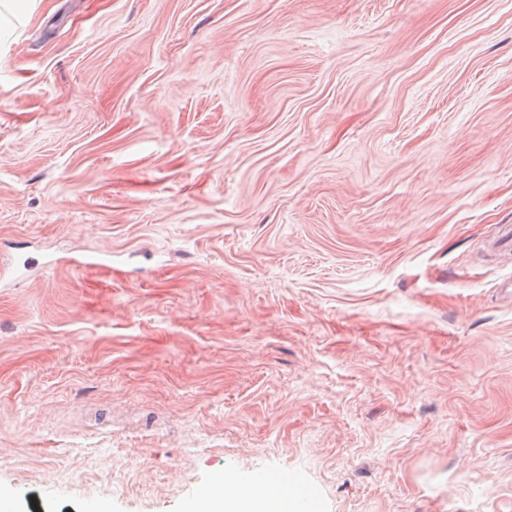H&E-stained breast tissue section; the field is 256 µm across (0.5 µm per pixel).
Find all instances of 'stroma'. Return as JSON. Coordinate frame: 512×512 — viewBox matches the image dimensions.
I'll list each match as a JSON object with an SVG mask.
<instances>
[{"instance_id":"1","label":"stroma","mask_w":512,"mask_h":512,"mask_svg":"<svg viewBox=\"0 0 512 512\" xmlns=\"http://www.w3.org/2000/svg\"><path fill=\"white\" fill-rule=\"evenodd\" d=\"M20 7L0 499L512 512V0ZM282 503L278 492L272 486L245 489L240 485L220 479L207 493L201 512H258ZM259 506L263 507L260 510Z\"/></svg>"}]
</instances>
